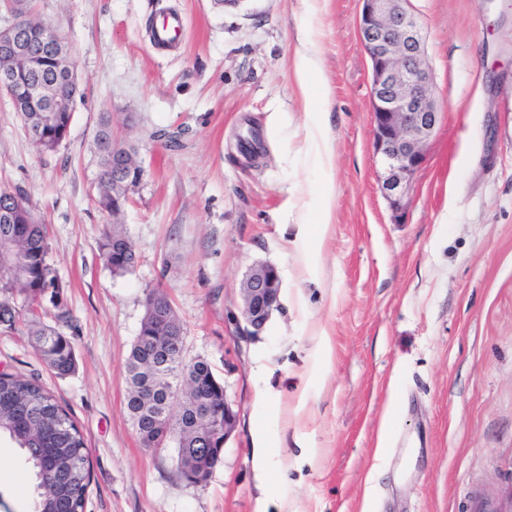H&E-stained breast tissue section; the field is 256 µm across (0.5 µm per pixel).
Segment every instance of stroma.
I'll return each instance as SVG.
<instances>
[{
    "mask_svg": "<svg viewBox=\"0 0 512 512\" xmlns=\"http://www.w3.org/2000/svg\"><path fill=\"white\" fill-rule=\"evenodd\" d=\"M31 5L70 47L80 98L66 140L42 153L0 94V187L22 189L48 226L77 371L55 375L1 327L0 371L36 379L82 430L85 512H512V0H410L440 119L399 218L378 189L362 0ZM170 12L186 30L160 48L150 28ZM304 44L325 84L308 107ZM322 112L327 173L305 142ZM105 113L144 169L119 217L137 255L123 277L99 249ZM257 261L281 290L256 333L239 285ZM156 286L239 413L202 485L174 449L141 445L125 407V357ZM257 430L286 481L254 470ZM33 508L25 457L2 439L0 512ZM296 66L298 86L306 102H308L311 87L314 84V77L318 71L317 59L309 48L304 46L298 51Z\"/></svg>",
    "mask_w": 512,
    "mask_h": 512,
    "instance_id": "1",
    "label": "stroma"
}]
</instances>
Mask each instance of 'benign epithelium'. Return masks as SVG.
I'll list each match as a JSON object with an SVG mask.
<instances>
[{"mask_svg": "<svg viewBox=\"0 0 512 512\" xmlns=\"http://www.w3.org/2000/svg\"><path fill=\"white\" fill-rule=\"evenodd\" d=\"M359 34L371 60V114L374 153L379 164L378 184L383 198L398 216L406 209L412 180L426 157L439 111L432 70L425 50L422 24L409 9V0H362ZM16 18L9 30L18 36L0 45L5 66L0 71V91L11 101L21 98L49 103L69 110L71 99L46 82L34 86L21 76L37 69L42 58L33 39L55 51L62 38L56 31H37L20 25ZM242 289V315L248 326L260 331L279 304L280 276L268 262H256L246 271ZM238 412L224 400L223 440L231 437Z\"/></svg>", "mask_w": 512, "mask_h": 512, "instance_id": "benign-epithelium-1", "label": "benign epithelium"}]
</instances>
